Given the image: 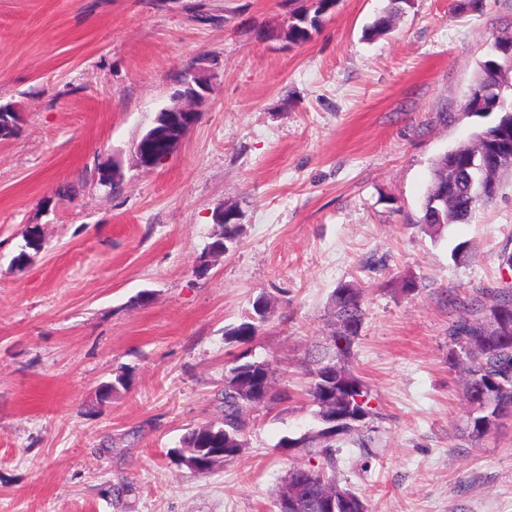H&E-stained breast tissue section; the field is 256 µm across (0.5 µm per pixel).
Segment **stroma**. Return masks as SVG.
Listing matches in <instances>:
<instances>
[{"instance_id":"stroma-1","label":"stroma","mask_w":512,"mask_h":512,"mask_svg":"<svg viewBox=\"0 0 512 512\" xmlns=\"http://www.w3.org/2000/svg\"><path fill=\"white\" fill-rule=\"evenodd\" d=\"M388 3L338 0L294 45L288 0H0V99L23 117L0 142V512H275L300 460L279 441L313 424L300 361L344 284L364 292L353 365L383 420L371 457L340 449L342 484L368 512H512V418L462 440L445 362L454 299L512 280V174L469 223L414 224L432 160L498 120L459 109L512 0H413L364 39ZM209 58L198 122L139 168L133 141ZM117 151L123 177L101 185ZM229 205L240 243L198 275ZM33 227L43 246L16 267ZM261 293L274 314L252 349L292 399L255 410L239 457L197 475L167 452L219 419L241 352L224 331ZM390 7L379 14L364 30L366 39H373L391 31L394 19L404 12V5H410L406 0H390Z\"/></svg>"}]
</instances>
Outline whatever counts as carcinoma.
Wrapping results in <instances>:
<instances>
[{
  "mask_svg": "<svg viewBox=\"0 0 512 512\" xmlns=\"http://www.w3.org/2000/svg\"><path fill=\"white\" fill-rule=\"evenodd\" d=\"M337 0H315L295 11V19L288 22L286 38L299 45L311 38L322 18ZM407 0H390V7L379 14L364 30V37L373 39L391 31L396 16L405 10ZM493 58L483 62L476 76L474 88L461 107L466 114L512 113V103L501 102L505 94L495 89L505 85L507 72L512 71V37L494 38ZM500 138L488 142L486 161L501 172L508 166L498 163L499 152L512 149V128L499 121ZM465 150L456 146L432 163V180L419 215L414 223L434 229L447 224H464L482 202L472 201L465 184ZM220 231L211 237L203 252L221 246L229 251L237 246L243 232L242 224H221ZM333 306L332 335L323 338L307 350L302 361L306 378L304 396L314 407V427L298 438H283L278 446L299 448L307 461L288 471V487L298 494L295 512H325L328 496L336 502H351V512H366L365 503L357 493L341 485L336 472V452L339 448H360L365 453L378 447L379 429L372 424L357 428L344 423L329 431L323 418L331 413L342 414L348 407L369 409L373 400L371 388L356 373L352 365L353 351L365 318L364 295L359 288L344 285L331 298ZM461 314L448 328V370L461 375L464 399L486 400L484 412L474 414L465 410L463 433L472 444L483 441L479 425L497 414L503 418L512 415V287H485L475 295L459 302ZM269 298L260 294L251 302L246 320L229 328L224 339L230 344L245 345L259 335L270 319ZM254 361L243 354L235 360L226 378L222 393V417L205 425L186 429L178 447L188 459L198 457L203 449L221 453L215 462L221 464L237 458L245 447L252 428L250 412L260 406H272L290 399L286 391L275 388L277 369L267 362L263 379L255 381Z\"/></svg>",
  "mask_w": 512,
  "mask_h": 512,
  "instance_id": "1",
  "label": "carcinoma"
}]
</instances>
